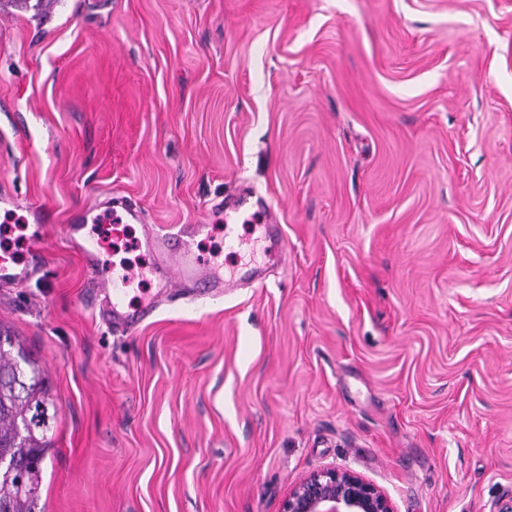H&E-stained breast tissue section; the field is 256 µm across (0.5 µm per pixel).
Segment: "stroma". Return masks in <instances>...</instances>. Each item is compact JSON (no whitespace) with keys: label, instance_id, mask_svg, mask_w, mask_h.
Listing matches in <instances>:
<instances>
[{"label":"stroma","instance_id":"obj_1","mask_svg":"<svg viewBox=\"0 0 512 512\" xmlns=\"http://www.w3.org/2000/svg\"><path fill=\"white\" fill-rule=\"evenodd\" d=\"M49 209L0 328L44 370L38 512H281L349 469L394 512L512 500V0H52L0 11V191ZM234 210L223 298L116 335L69 217Z\"/></svg>","mask_w":512,"mask_h":512}]
</instances>
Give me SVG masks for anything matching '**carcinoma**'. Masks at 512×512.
<instances>
[{
    "mask_svg": "<svg viewBox=\"0 0 512 512\" xmlns=\"http://www.w3.org/2000/svg\"><path fill=\"white\" fill-rule=\"evenodd\" d=\"M48 388L38 361L17 337L0 333V512H34L47 434Z\"/></svg>",
    "mask_w": 512,
    "mask_h": 512,
    "instance_id": "1",
    "label": "carcinoma"
}]
</instances>
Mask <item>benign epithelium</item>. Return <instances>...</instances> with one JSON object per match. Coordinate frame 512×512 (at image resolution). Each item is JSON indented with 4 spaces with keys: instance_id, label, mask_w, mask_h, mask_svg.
<instances>
[{
    "instance_id": "7a95c632",
    "label": "benign epithelium",
    "mask_w": 512,
    "mask_h": 512,
    "mask_svg": "<svg viewBox=\"0 0 512 512\" xmlns=\"http://www.w3.org/2000/svg\"><path fill=\"white\" fill-rule=\"evenodd\" d=\"M282 512H394L388 497L350 470H323L298 481Z\"/></svg>"
}]
</instances>
